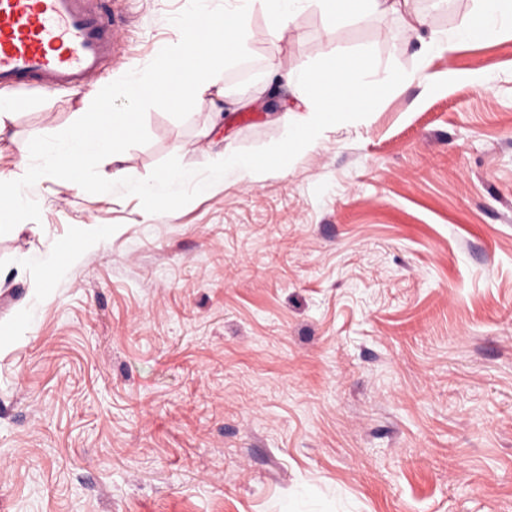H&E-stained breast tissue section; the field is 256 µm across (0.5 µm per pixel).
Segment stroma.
Wrapping results in <instances>:
<instances>
[{"label": "stroma", "mask_w": 512, "mask_h": 512, "mask_svg": "<svg viewBox=\"0 0 512 512\" xmlns=\"http://www.w3.org/2000/svg\"><path fill=\"white\" fill-rule=\"evenodd\" d=\"M210 1L113 0L105 81L156 70ZM476 7L418 2L441 34ZM407 23L328 33L313 7L276 39L255 12L221 120L142 102L121 162L143 179L280 140L304 105L273 64L370 47L407 72L277 175L154 215L97 190L103 160L24 185L27 231L0 229V512H512V36L427 55ZM5 94L10 176L82 94ZM91 221L109 239L49 276L37 257Z\"/></svg>", "instance_id": "35a3bbf8"}]
</instances>
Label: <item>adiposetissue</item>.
<instances>
[{
    "label": "adipose tissue",
    "instance_id": "obj_1",
    "mask_svg": "<svg viewBox=\"0 0 512 512\" xmlns=\"http://www.w3.org/2000/svg\"><path fill=\"white\" fill-rule=\"evenodd\" d=\"M313 4L320 8L329 30L355 18L387 11L406 13L411 19L410 31H417L424 24L416 0H233L231 8L211 15L213 24L223 31L222 42L211 41L205 34H185L168 49L156 72L129 74L102 86L91 99L83 100L73 113L70 131L63 140L45 137L23 144L21 154L35 157L36 162L26 166L20 177L0 175V198L11 201L12 213H22L27 199L18 187L19 181L62 177L78 183L83 178L85 161L92 157L111 158L117 164L112 171L113 180H123L124 171L119 163L138 131L134 107L159 92L165 75L176 74L181 104L198 103L219 88L225 60L248 51L247 24L255 10L264 12L269 35L280 38L294 18ZM511 21L512 0H479L477 11L462 18L452 33L444 38L430 36L423 41L422 48L428 54L452 53L470 43L494 41L505 34ZM117 100L127 104V111H110V104ZM106 235L105 228L89 225L67 248L57 247L44 253L40 264L48 272H57L83 250L97 246Z\"/></svg>",
    "mask_w": 512,
    "mask_h": 512
}]
</instances>
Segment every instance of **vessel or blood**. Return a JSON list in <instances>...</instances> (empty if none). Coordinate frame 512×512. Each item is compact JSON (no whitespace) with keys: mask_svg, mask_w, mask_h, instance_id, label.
I'll use <instances>...</instances> for the list:
<instances>
[{"mask_svg":"<svg viewBox=\"0 0 512 512\" xmlns=\"http://www.w3.org/2000/svg\"><path fill=\"white\" fill-rule=\"evenodd\" d=\"M103 0H0V86L86 89L117 56L123 22Z\"/></svg>","mask_w":512,"mask_h":512,"instance_id":"vessel-or-blood-1","label":"vessel or blood"}]
</instances>
